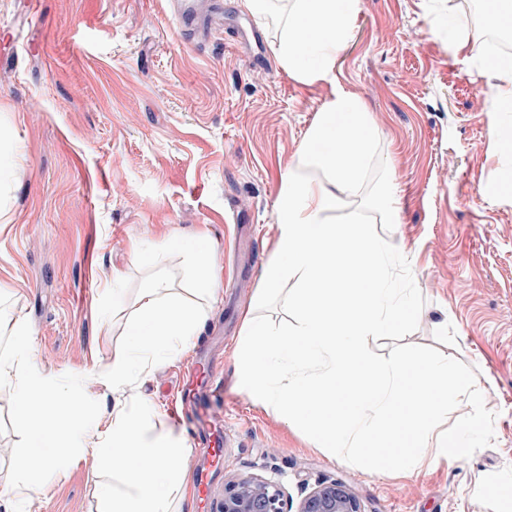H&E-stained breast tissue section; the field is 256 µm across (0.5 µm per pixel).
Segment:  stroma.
<instances>
[{
  "label": "stroma",
  "mask_w": 512,
  "mask_h": 512,
  "mask_svg": "<svg viewBox=\"0 0 512 512\" xmlns=\"http://www.w3.org/2000/svg\"><path fill=\"white\" fill-rule=\"evenodd\" d=\"M473 2L361 0L334 82L303 85L279 67L273 25L244 0H224L227 33L192 43L166 0H0V127L16 143L0 175V302L30 325L38 373L109 413L104 388L81 372L126 344V299L169 266L164 230H203L219 248L221 301L194 349L159 363L139 390L156 429L190 439L170 407L197 361L222 374L212 500L232 476L255 474L295 502L338 479L365 512H512L494 490L512 483V127L441 25L458 15L461 36L484 45ZM337 89L362 102L393 160L402 222L385 238L416 256L425 299L400 342L475 367L495 415L492 443L453 466L361 471L236 382L241 311L276 238L279 173ZM133 241L145 257L130 256ZM25 445L0 384V472ZM88 470L60 466L33 502H0V512H96Z\"/></svg>",
  "instance_id": "obj_1"
}]
</instances>
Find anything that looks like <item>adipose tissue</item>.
<instances>
[{
    "mask_svg": "<svg viewBox=\"0 0 512 512\" xmlns=\"http://www.w3.org/2000/svg\"><path fill=\"white\" fill-rule=\"evenodd\" d=\"M361 0H247L250 12L277 21L274 52L296 80L312 84L333 78L336 59L347 43ZM170 261L182 269L198 300L173 292L166 276H156L135 294L127 323L128 344L111 362L87 372V381L104 386L112 411L102 429L88 432L83 394L37 376L28 325L0 306V333L12 338L0 350V382L10 384L19 426L28 439L45 442L40 462L19 453L13 469L0 475V498H31L45 486L47 474L64 463L92 459L99 479L98 512H174L175 496L191 490L192 448L185 438L156 430L148 421L149 404L137 390L153 375L160 355L190 351L203 329L209 308L219 299V259L206 233L192 242L176 238L165 246ZM81 434L72 444L69 432ZM116 474L118 485L101 482V467Z\"/></svg>",
    "mask_w": 512,
    "mask_h": 512,
    "instance_id": "adipose-tissue-1",
    "label": "adipose tissue"
}]
</instances>
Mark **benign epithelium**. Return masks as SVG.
I'll list each match as a JSON object with an SVG mask.
<instances>
[{"instance_id":"1","label":"benign epithelium","mask_w":512,"mask_h":512,"mask_svg":"<svg viewBox=\"0 0 512 512\" xmlns=\"http://www.w3.org/2000/svg\"><path fill=\"white\" fill-rule=\"evenodd\" d=\"M220 512H364L353 489L339 480L321 481L289 508L281 483L259 475H236L224 486Z\"/></svg>"}]
</instances>
